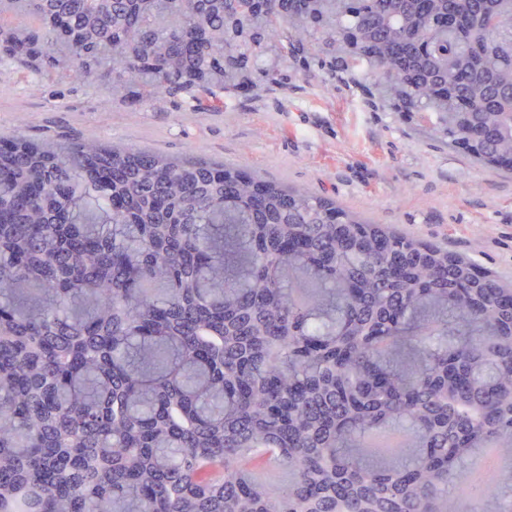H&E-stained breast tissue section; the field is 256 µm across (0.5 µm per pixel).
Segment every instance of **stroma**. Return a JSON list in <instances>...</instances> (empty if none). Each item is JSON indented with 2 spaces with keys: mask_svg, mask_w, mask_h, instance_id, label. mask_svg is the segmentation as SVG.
<instances>
[{
  "mask_svg": "<svg viewBox=\"0 0 512 512\" xmlns=\"http://www.w3.org/2000/svg\"><path fill=\"white\" fill-rule=\"evenodd\" d=\"M41 145L97 139L242 166L449 252L512 283V173L427 138L417 119L373 112L356 90L293 79L260 98L159 99L137 108L68 77L0 68V135Z\"/></svg>",
  "mask_w": 512,
  "mask_h": 512,
  "instance_id": "stroma-1",
  "label": "stroma"
}]
</instances>
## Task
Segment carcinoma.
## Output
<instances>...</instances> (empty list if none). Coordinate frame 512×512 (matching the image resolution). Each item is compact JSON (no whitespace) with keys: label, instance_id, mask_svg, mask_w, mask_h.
<instances>
[{"label":"carcinoma","instance_id":"carcinoma-1","mask_svg":"<svg viewBox=\"0 0 512 512\" xmlns=\"http://www.w3.org/2000/svg\"><path fill=\"white\" fill-rule=\"evenodd\" d=\"M133 107L342 81L512 172V0H0V67ZM512 288L332 199L0 147V512H508ZM271 453L284 488L246 456Z\"/></svg>","mask_w":512,"mask_h":512}]
</instances>
